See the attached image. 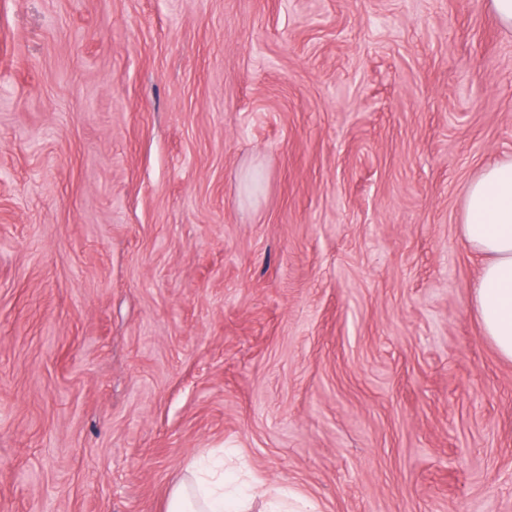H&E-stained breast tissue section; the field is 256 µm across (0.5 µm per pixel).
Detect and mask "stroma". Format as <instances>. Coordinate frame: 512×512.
I'll return each instance as SVG.
<instances>
[{"label":"stroma","instance_id":"stroma-1","mask_svg":"<svg viewBox=\"0 0 512 512\" xmlns=\"http://www.w3.org/2000/svg\"><path fill=\"white\" fill-rule=\"evenodd\" d=\"M488 3L0 0V512H165L225 451L319 512H512ZM462 235L482 258L471 305L484 336L512 361V158L487 166L465 191Z\"/></svg>","mask_w":512,"mask_h":512}]
</instances>
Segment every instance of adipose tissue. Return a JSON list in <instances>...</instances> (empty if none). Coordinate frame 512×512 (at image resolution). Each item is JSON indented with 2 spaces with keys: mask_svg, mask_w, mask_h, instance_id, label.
Instances as JSON below:
<instances>
[{
  "mask_svg": "<svg viewBox=\"0 0 512 512\" xmlns=\"http://www.w3.org/2000/svg\"><path fill=\"white\" fill-rule=\"evenodd\" d=\"M462 235L481 257L471 305L484 335L512 361V158L487 166L465 191ZM249 497L228 489L223 474H192L170 492L166 512H250Z\"/></svg>",
  "mask_w": 512,
  "mask_h": 512,
  "instance_id": "ef3b65f1",
  "label": "adipose tissue"
}]
</instances>
